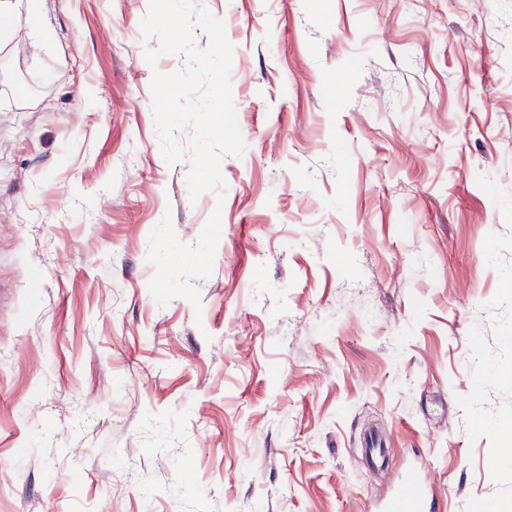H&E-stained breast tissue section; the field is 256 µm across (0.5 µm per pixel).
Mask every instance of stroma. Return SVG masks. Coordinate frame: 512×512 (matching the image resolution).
<instances>
[{
    "mask_svg": "<svg viewBox=\"0 0 512 512\" xmlns=\"http://www.w3.org/2000/svg\"><path fill=\"white\" fill-rule=\"evenodd\" d=\"M247 144L168 164L149 0L0 54V512H367L361 436L512 512V0H202ZM221 236L202 311L148 235Z\"/></svg>",
    "mask_w": 512,
    "mask_h": 512,
    "instance_id": "35a3bbf8",
    "label": "stroma"
}]
</instances>
